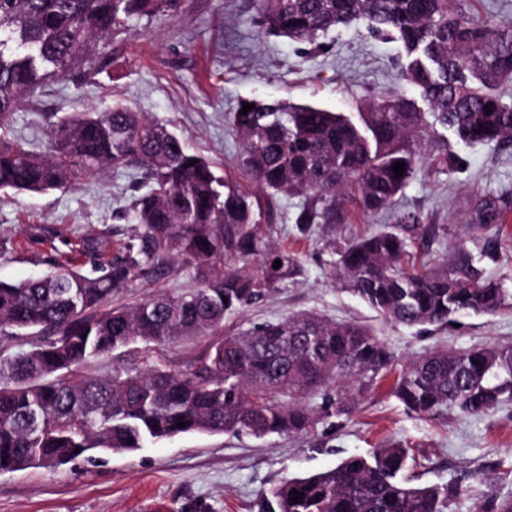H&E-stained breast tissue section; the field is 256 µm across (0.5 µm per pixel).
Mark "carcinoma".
I'll use <instances>...</instances> for the list:
<instances>
[{"label": "carcinoma", "instance_id": "cac0c4a2", "mask_svg": "<svg viewBox=\"0 0 512 512\" xmlns=\"http://www.w3.org/2000/svg\"><path fill=\"white\" fill-rule=\"evenodd\" d=\"M457 2L259 0L269 34L312 42L364 24L378 36L396 35L405 51L402 78L428 111L399 94L359 104L354 118L254 100V109L231 117L236 167L252 190L216 174L166 126L120 104L58 119L42 152L0 139L1 191L64 190L128 168L143 170L145 188L125 214L134 233L115 252L108 236L86 237L77 255L48 262L41 276L0 281V333L32 337L30 349L0 361V473L54 470L86 454L134 452L189 433L302 434L323 413L348 412L381 380L393 355L364 325L304 313L222 329L302 270L297 255L273 242L271 199L304 198L295 218L302 232L343 224L355 213L395 211L420 160L416 143L430 128L449 129L468 145H512V105L496 92L512 83V21L464 17ZM176 4L0 0V125L45 81L91 62L112 30ZM397 162L405 164L400 177ZM438 231L419 213L400 214L386 230L335 252L331 273L393 324L442 328L458 316L511 309L512 293L465 257L452 268L404 264ZM171 261L198 288L103 308L132 280L164 275ZM206 334L214 337L208 353L183 371L82 372L132 343ZM392 394L423 416L447 406L479 415L512 398V344L433 351L398 372ZM319 395L321 406L312 405ZM409 459L399 444L351 455L264 492L261 512H451L481 479L470 472L453 485H415ZM295 490L304 494L297 503Z\"/></svg>", "mask_w": 512, "mask_h": 512}]
</instances>
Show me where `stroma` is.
<instances>
[{
	"label": "stroma",
	"instance_id": "35a3bbf8",
	"mask_svg": "<svg viewBox=\"0 0 512 512\" xmlns=\"http://www.w3.org/2000/svg\"><path fill=\"white\" fill-rule=\"evenodd\" d=\"M404 62L399 41L375 37L362 24L310 44L267 34L256 0H181L173 12L113 30L91 64L47 81L25 100L0 137L38 149L58 117L120 102L167 125L191 151L216 162L219 174L235 178L239 145L230 118L242 101L285 99L348 113L370 97L411 94L401 79ZM420 152L397 209L421 213L444 232L428 251L417 252V261L432 267L465 255L512 292V146H469L443 130L424 136ZM140 181V170L130 168L69 191L1 192L0 280L18 282L44 271L46 248L29 239L35 225L58 228L62 237L55 245L63 252L96 234L120 246L132 229L124 210ZM488 193L496 197L497 220L485 225L476 208ZM302 203L297 196L278 198L273 217L274 240L299 256L302 276L246 307L230 328L315 313L371 327L399 366L437 348L512 344L507 310L462 316L444 330L381 319L343 289L328 262L334 247L383 230L393 214L314 224L303 233L294 222ZM194 285L177 265L164 277L131 281L116 301L133 305ZM208 343L205 336L160 346L137 343L90 363L85 372L105 377L154 365L179 371ZM391 385L384 380L348 414L321 418L300 435L262 440L186 434L132 453L81 457L58 470L0 474V512H259L262 493L283 480L332 469L349 455L395 442L415 459L417 484L446 485L467 471H482L483 480L473 482L452 512L512 496V401L479 415L451 407L419 416L391 395Z\"/></svg>",
	"mask_w": 512,
	"mask_h": 512
}]
</instances>
